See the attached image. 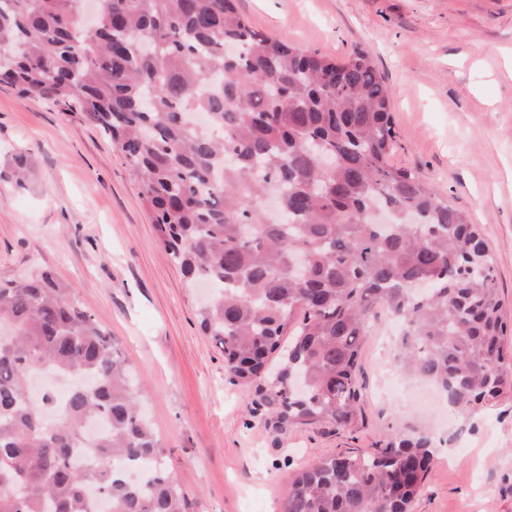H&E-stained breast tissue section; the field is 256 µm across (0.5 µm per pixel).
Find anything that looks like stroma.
I'll return each mask as SVG.
<instances>
[{
    "mask_svg": "<svg viewBox=\"0 0 512 512\" xmlns=\"http://www.w3.org/2000/svg\"><path fill=\"white\" fill-rule=\"evenodd\" d=\"M253 26L333 59L368 53L392 100L393 164L470 214L512 317V0H239ZM50 268L118 339L198 512H279L295 472L398 425L441 438L411 512H512V394L440 417L404 392L397 331L363 347L357 430L273 428L200 329V289L162 253L122 155L79 114L0 85V274Z\"/></svg>",
    "mask_w": 512,
    "mask_h": 512,
    "instance_id": "stroma-1",
    "label": "stroma"
}]
</instances>
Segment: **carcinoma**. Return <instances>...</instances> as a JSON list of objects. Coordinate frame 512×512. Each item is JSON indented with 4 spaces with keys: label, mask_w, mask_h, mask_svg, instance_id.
<instances>
[{
    "label": "carcinoma",
    "mask_w": 512,
    "mask_h": 512,
    "mask_svg": "<svg viewBox=\"0 0 512 512\" xmlns=\"http://www.w3.org/2000/svg\"><path fill=\"white\" fill-rule=\"evenodd\" d=\"M102 8L88 34L81 0H3L0 84L80 113L123 155L167 257L211 286L200 327L232 381L255 386L253 412L356 428L382 312L403 327L404 370L448 405L512 393L494 255L465 213L388 163L390 91L368 54L274 40L237 0ZM198 109L203 130L187 120ZM43 371L87 384L33 397ZM136 386L120 343L52 272L0 278V512H194ZM435 447L406 425L321 458L280 512H409Z\"/></svg>",
    "instance_id": "1"
}]
</instances>
